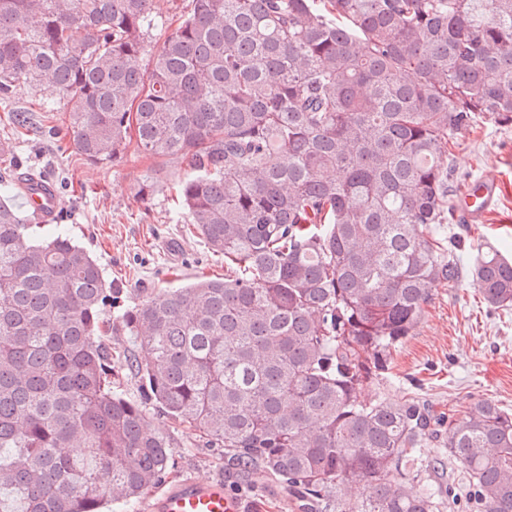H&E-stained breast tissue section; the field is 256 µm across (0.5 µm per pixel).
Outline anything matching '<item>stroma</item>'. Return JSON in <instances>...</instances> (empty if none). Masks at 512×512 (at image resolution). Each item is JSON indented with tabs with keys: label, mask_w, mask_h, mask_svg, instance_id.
<instances>
[{
	"label": "stroma",
	"mask_w": 512,
	"mask_h": 512,
	"mask_svg": "<svg viewBox=\"0 0 512 512\" xmlns=\"http://www.w3.org/2000/svg\"><path fill=\"white\" fill-rule=\"evenodd\" d=\"M39 100L28 84L17 86L12 108L24 114L28 131L16 135L0 113V141L11 142L20 167L41 171L58 184L54 223L65 225L99 261L105 277L122 288L121 308L108 311L104 342L112 350L118 392L141 400L139 382L127 366L133 342L120 319L122 307L137 302L145 288L159 293L201 275L223 277L224 258L174 221L171 188L183 177L184 162L160 167L153 158L130 150L118 162L93 164L75 150L60 151L54 130L62 126L64 112L43 111ZM454 164L459 182L468 184L489 173L496 175L501 191L484 223L469 224L457 217L441 225L439 238L456 240V254L465 267L477 247L486 243L512 257V126L480 125L455 148ZM146 180L153 181L154 190L144 197L139 189ZM364 396L392 401L414 396L443 416L479 399L512 411V309L487 306L467 277L455 288L436 285L422 323ZM147 420L152 430L171 438L167 484L220 482L239 498L245 512H297L277 481L236 470L228 465L223 449L206 447L198 432L175 429L154 408ZM413 478L417 488L442 496V512H475L464 492L465 475L442 439L419 449Z\"/></svg>",
	"instance_id": "stroma-1"
}]
</instances>
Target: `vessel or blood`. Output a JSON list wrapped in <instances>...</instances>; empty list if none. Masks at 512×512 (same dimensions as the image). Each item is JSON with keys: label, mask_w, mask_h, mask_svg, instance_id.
<instances>
[{"label": "vessel or blood", "mask_w": 512, "mask_h": 512, "mask_svg": "<svg viewBox=\"0 0 512 512\" xmlns=\"http://www.w3.org/2000/svg\"><path fill=\"white\" fill-rule=\"evenodd\" d=\"M498 181L487 177L472 182L456 201V209L467 223L484 220L497 201ZM25 203L34 212L47 216L55 211L57 198L46 184L25 192ZM153 512H242L240 501L217 482H183L163 491L152 506Z\"/></svg>", "instance_id": "1"}]
</instances>
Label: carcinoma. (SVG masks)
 I'll return each instance as SVG.
<instances>
[{"instance_id":"1","label":"carcinoma","mask_w":512,"mask_h":512,"mask_svg":"<svg viewBox=\"0 0 512 512\" xmlns=\"http://www.w3.org/2000/svg\"><path fill=\"white\" fill-rule=\"evenodd\" d=\"M162 23L156 0H0V106L27 83L93 164L132 143L186 161L175 221L224 256L123 310L146 400L300 512H436L408 463L439 420L361 393L462 279L436 228L453 148L512 126V0H191L146 72ZM469 276L512 307L496 247ZM119 294L62 225L0 202V512L133 507L169 474L171 437L112 389ZM446 448L477 512H512V413L448 414Z\"/></svg>"}]
</instances>
